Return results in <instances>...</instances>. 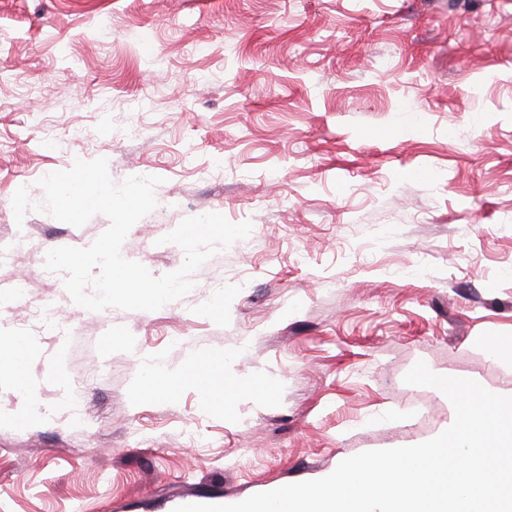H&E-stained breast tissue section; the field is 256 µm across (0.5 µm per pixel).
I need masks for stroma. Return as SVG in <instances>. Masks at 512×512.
I'll use <instances>...</instances> for the list:
<instances>
[{
  "label": "stroma",
  "mask_w": 512,
  "mask_h": 512,
  "mask_svg": "<svg viewBox=\"0 0 512 512\" xmlns=\"http://www.w3.org/2000/svg\"><path fill=\"white\" fill-rule=\"evenodd\" d=\"M99 157L163 179L125 258L178 269L165 235L210 212L250 250L156 311L76 305L46 253L108 218L19 224L12 197ZM1 336L37 352L31 393L0 375V512H173L428 441L454 409L405 383L419 361L512 396L485 347L512 336V0H0ZM221 351L264 388L140 387ZM183 378L184 376L181 374H172L165 365L153 363L144 371L142 383L146 389L154 388L157 384L162 383L167 388L173 390Z\"/></svg>",
  "instance_id": "stroma-1"
}]
</instances>
